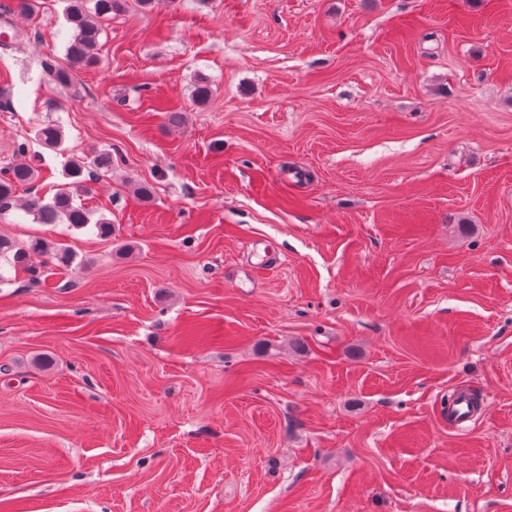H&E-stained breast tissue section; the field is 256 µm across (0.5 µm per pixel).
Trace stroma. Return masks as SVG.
Returning <instances> with one entry per match:
<instances>
[{"label": "stroma", "mask_w": 512, "mask_h": 512, "mask_svg": "<svg viewBox=\"0 0 512 512\" xmlns=\"http://www.w3.org/2000/svg\"><path fill=\"white\" fill-rule=\"evenodd\" d=\"M22 2L0 171L111 152L115 231L0 210L75 255L0 275V512H512V0H125L68 84Z\"/></svg>", "instance_id": "35a3bbf8"}]
</instances>
